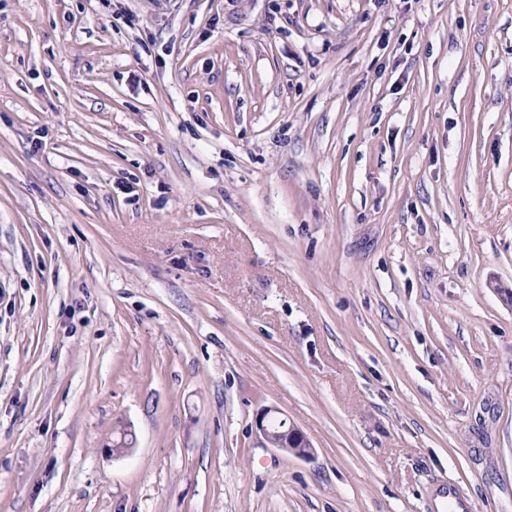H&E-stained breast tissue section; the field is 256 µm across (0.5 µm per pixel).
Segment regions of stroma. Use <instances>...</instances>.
<instances>
[{"label": "stroma", "instance_id": "obj_1", "mask_svg": "<svg viewBox=\"0 0 512 512\" xmlns=\"http://www.w3.org/2000/svg\"><path fill=\"white\" fill-rule=\"evenodd\" d=\"M508 288L512 0H0V512H512ZM272 409H263L255 417V426L259 434L281 451L298 458H307L312 453V446L304 434L294 425H288L286 419L280 420L281 427L273 429L271 422L277 419L271 415ZM284 428V429H283Z\"/></svg>", "mask_w": 512, "mask_h": 512}]
</instances>
